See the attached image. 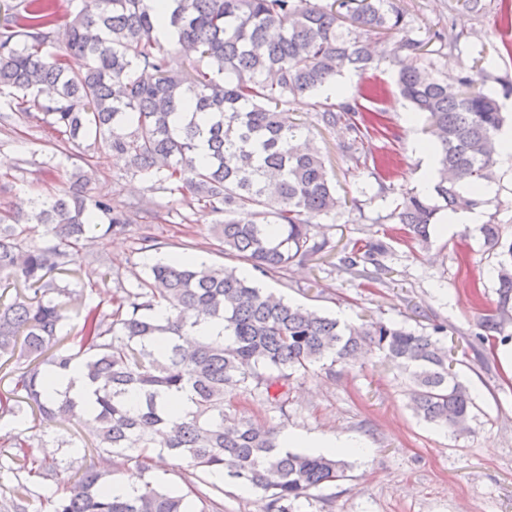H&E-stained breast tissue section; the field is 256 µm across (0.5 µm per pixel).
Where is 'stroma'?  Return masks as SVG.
Instances as JSON below:
<instances>
[{
    "instance_id": "35a3bbf8",
    "label": "stroma",
    "mask_w": 512,
    "mask_h": 512,
    "mask_svg": "<svg viewBox=\"0 0 512 512\" xmlns=\"http://www.w3.org/2000/svg\"><path fill=\"white\" fill-rule=\"evenodd\" d=\"M411 20L419 38L447 24L467 32L456 50L440 49L419 63L431 77L455 82L479 54L494 61L488 87L500 92L501 80L512 81V63L496 59L497 49L512 44V28L500 21V0H482L474 13L449 11L448 0H396ZM379 81L386 89L382 103L385 126L372 133L367 153L391 158L394 166L389 192H380L369 169L343 156L340 132L321 129L315 119L314 96L290 101V119L304 122L327 159L336 193L357 198V208H343L319 221L330 245L287 278L258 277L261 287L288 301L321 311L348 324L385 321L432 332L443 325L442 342L452 346L457 371L469 385L477 409L471 430L453 435L431 427L411 410L398 370L376 350L354 365L318 366L288 383V406L279 412L264 398L238 405V416L252 423L296 429L329 439L354 437L366 441L371 453L349 457L345 478L311 490L295 504V512H512V376L496 355L498 339L480 340L478 322L496 307L495 254L488 251L476 226L459 225L444 232L430 228V242L412 250L396 239L389 215L393 200L413 189L423 165L413 145L424 137V120L408 123L410 105L401 99L387 66L358 76L344 73L336 83L346 98L358 95L361 85ZM0 97V215L17 214L28 201L59 194L72 175L91 169V194H104L111 205L126 210L130 201L158 211L159 223L149 231L160 252H139V223L125 233L98 235L92 250L108 263L82 258L70 278L66 299V330L77 335L86 307L111 315L123 287L145 276L157 255L178 254L224 266L233 259L211 249L214 217L203 208L189 210L180 194L162 189L146 177L115 162L111 153L97 149L58 155L47 164L55 132L45 124L8 117ZM53 154V153H52ZM498 178L483 193L480 211L485 221L500 226L503 242H512V162H498ZM381 242L387 247L378 264L359 265L356 272L340 268L346 247L354 240ZM77 423H45L25 416L0 417V512H14L21 501L25 512H53V502L69 491L73 471L92 458L80 438ZM22 435L28 459H41L54 450L51 471L32 473L16 460L13 435Z\"/></svg>"
}]
</instances>
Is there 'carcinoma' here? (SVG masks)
Wrapping results in <instances>:
<instances>
[{
  "mask_svg": "<svg viewBox=\"0 0 512 512\" xmlns=\"http://www.w3.org/2000/svg\"><path fill=\"white\" fill-rule=\"evenodd\" d=\"M161 0H24L6 7L0 26V95L18 117L43 123L75 148L105 149L128 169L180 193L190 209L216 216L212 238L225 254L264 277L287 275L324 252L317 220L342 206L319 148L298 144L302 124L283 112L290 98L314 95L346 70L365 71L380 59L397 68L399 93L426 116L437 167L434 195L403 192L389 214L409 241L424 247L443 210H472L481 189L497 179L505 117L486 90L484 59L463 70L457 85L433 80L408 57L422 58L431 41L456 47L453 24L425 39L412 36L392 0H171L164 17L176 45L192 62L185 75L167 69L155 35ZM72 20L57 30L60 11ZM395 39L376 56L373 37ZM369 105L362 104V101ZM380 93L314 104L317 125L345 130L340 149L355 163L371 119L383 114ZM81 171L68 190L37 198L30 211L0 217V358L25 365L0 390V412L25 409L45 422L83 414L96 462L75 472L70 494L54 512H211L201 490L208 475L227 473L259 493L266 512H293L313 489L345 477L340 455L282 449L274 426L235 416L234 400L262 396L280 412L296 373L319 364L353 363L365 347L382 352L408 381L414 414L462 434L474 398L448 369V348L435 336L394 322L349 326L285 301L242 276L215 267L160 259L147 277L123 289L111 319L85 309L76 347L60 335L66 320L59 276L76 273V256L100 228L121 234L129 215L105 195L87 191ZM25 224H41L52 241L25 242ZM498 252L496 309L481 317L482 339L512 322V243L497 224L480 228ZM386 245L353 242L345 270L379 264ZM208 319L221 335L182 344L187 329ZM79 367L84 398L61 393L54 378ZM187 394L186 413L166 396ZM187 461L190 492L145 478L150 453ZM128 475L122 493L111 476Z\"/></svg>",
  "mask_w": 512,
  "mask_h": 512,
  "instance_id": "obj_1",
  "label": "carcinoma"
}]
</instances>
